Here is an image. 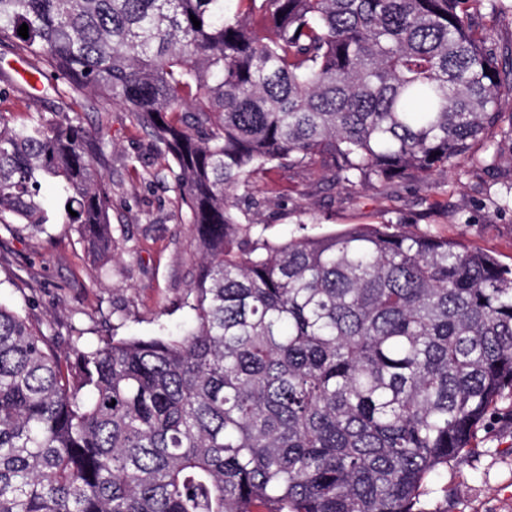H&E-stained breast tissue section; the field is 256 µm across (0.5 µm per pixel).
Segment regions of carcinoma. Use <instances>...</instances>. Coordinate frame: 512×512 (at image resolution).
<instances>
[{"instance_id": "obj_1", "label": "carcinoma", "mask_w": 512, "mask_h": 512, "mask_svg": "<svg viewBox=\"0 0 512 512\" xmlns=\"http://www.w3.org/2000/svg\"><path fill=\"white\" fill-rule=\"evenodd\" d=\"M475 4L499 0H0V48L61 101L0 112V224L45 231L54 180L59 223L112 258V149L84 113L113 105L200 253L176 335L61 354L0 302V512H426V478L512 398V267L408 224L273 244L231 198L260 208L275 168L486 170L512 67Z\"/></svg>"}]
</instances>
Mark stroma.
I'll return each mask as SVG.
<instances>
[{"instance_id": "obj_1", "label": "stroma", "mask_w": 512, "mask_h": 512, "mask_svg": "<svg viewBox=\"0 0 512 512\" xmlns=\"http://www.w3.org/2000/svg\"><path fill=\"white\" fill-rule=\"evenodd\" d=\"M496 17L476 16L500 62L512 46V0ZM18 58L0 54V71L19 91L0 100V111L22 116L27 108L54 110L53 92L33 90ZM88 127L112 145L113 258L94 262L78 232L50 224L45 234H16L0 226V301L39 325L61 351L88 349L111 339L176 332L193 319L187 288L197 260L192 225L182 223L170 174L152 178L143 167L155 147L119 107L88 111ZM495 169L476 175L450 170L439 187L398 181L383 191L347 192L327 186L319 169H276L256 177L251 211L256 233L285 243L306 225L323 234L350 224H408L420 232L459 239L496 252L512 266V204L501 197L512 182V144L499 145ZM426 512H512V402L502 401L478 432L471 453L429 476L421 499Z\"/></svg>"}]
</instances>
